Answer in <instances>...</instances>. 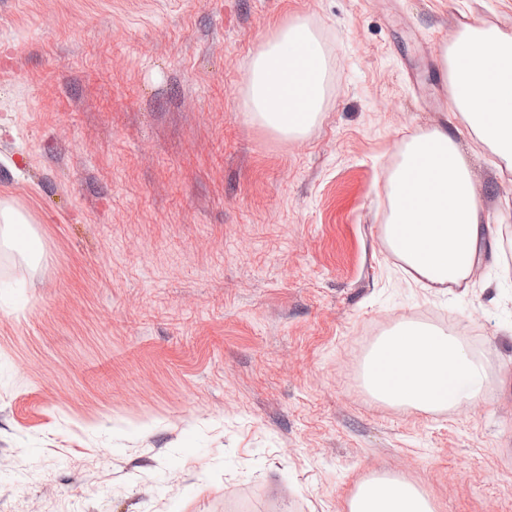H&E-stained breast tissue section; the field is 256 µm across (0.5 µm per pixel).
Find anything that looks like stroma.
<instances>
[{
	"label": "stroma",
	"instance_id": "1",
	"mask_svg": "<svg viewBox=\"0 0 512 512\" xmlns=\"http://www.w3.org/2000/svg\"><path fill=\"white\" fill-rule=\"evenodd\" d=\"M512 35V0H0V512H349L395 474L435 512H512V171L474 155L492 225L467 288L387 248L413 136L470 135L434 80L457 20ZM305 20L317 123L284 140L247 64ZM487 364L479 405L365 391L401 323ZM0 223V240L6 237L16 244L25 241L28 224H34L25 212L8 199H0Z\"/></svg>",
	"mask_w": 512,
	"mask_h": 512
}]
</instances>
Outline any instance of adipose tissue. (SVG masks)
Returning a JSON list of instances; mask_svg holds the SVG:
<instances>
[{
  "instance_id": "obj_1",
  "label": "adipose tissue",
  "mask_w": 512,
  "mask_h": 512,
  "mask_svg": "<svg viewBox=\"0 0 512 512\" xmlns=\"http://www.w3.org/2000/svg\"><path fill=\"white\" fill-rule=\"evenodd\" d=\"M448 109L469 128L476 147L512 169V36L486 22L459 24L441 50ZM326 97L325 58L302 21L283 25L249 63L246 105L252 118L284 139L304 136ZM389 210L381 233L390 251L427 288L469 287L484 246L480 189L464 150L447 130L414 136L390 173ZM364 386L378 401L421 412L453 410L484 395V367L454 334L408 322L367 356ZM349 512H434L411 483H361Z\"/></svg>"
}]
</instances>
